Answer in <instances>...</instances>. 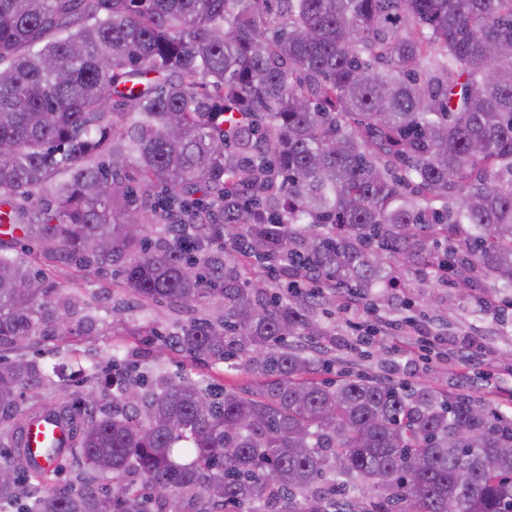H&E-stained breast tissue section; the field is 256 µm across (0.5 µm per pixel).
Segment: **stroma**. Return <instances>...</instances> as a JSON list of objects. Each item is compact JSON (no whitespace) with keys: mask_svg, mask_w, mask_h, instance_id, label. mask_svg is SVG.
<instances>
[{"mask_svg":"<svg viewBox=\"0 0 512 512\" xmlns=\"http://www.w3.org/2000/svg\"><path fill=\"white\" fill-rule=\"evenodd\" d=\"M60 287L78 289L81 299L89 302L99 319L97 328L73 339L86 352V363L106 361L114 338L109 326L112 303L104 299L105 288L112 278L93 270H80L64 263L48 270ZM506 298L493 289L480 290L478 295L461 294L455 286L432 281L420 283L406 268L395 270L392 286L383 294L367 296L358 316L333 309L324 320L333 328L328 347L333 360L329 374L361 375L412 385L432 384L444 389L464 391L483 402L498 400L500 394L512 389V379L496 374L499 365H512V308ZM413 316L429 323L449 339L464 336L476 338L492 360L484 372H466L458 363L457 351L447 358L428 362L420 355L403 356L382 339L364 344L357 338V326L376 323L378 319L401 320Z\"/></svg>","mask_w":512,"mask_h":512,"instance_id":"obj_1","label":"stroma"}]
</instances>
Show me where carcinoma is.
Instances as JSON below:
<instances>
[{"instance_id": "carcinoma-1", "label": "carcinoma", "mask_w": 512, "mask_h": 512, "mask_svg": "<svg viewBox=\"0 0 512 512\" xmlns=\"http://www.w3.org/2000/svg\"><path fill=\"white\" fill-rule=\"evenodd\" d=\"M0 226V512H512V412L318 378L319 312L394 266L512 292V0H0ZM34 253L112 273L114 328L191 311L170 349L258 386L117 346L112 398L26 396L66 378L25 349L97 322ZM131 313L133 318L139 322L149 321L155 331L161 335H167L173 330L177 318L185 319L187 317L183 315L178 316L166 308L164 304H154L146 307L143 311L134 308V311ZM145 344L142 342L140 348H149V350H146L145 356L137 359L143 365H159L162 371L171 375H184L188 373L194 378H198L197 373L204 372L211 377L213 383L224 385L226 388L243 389L253 385L254 376L243 367H228L224 364V366L220 365L216 369H201L189 359L172 353H166L160 358H156L153 347L151 345L146 346ZM56 425V424H54ZM52 431L54 437H61L63 430L58 426L51 427L44 423L35 424L26 428L21 435V442L26 447L27 456L29 459L35 457L36 460L41 461L42 451L48 433ZM27 456L24 459L27 461Z\"/></svg>"}]
</instances>
